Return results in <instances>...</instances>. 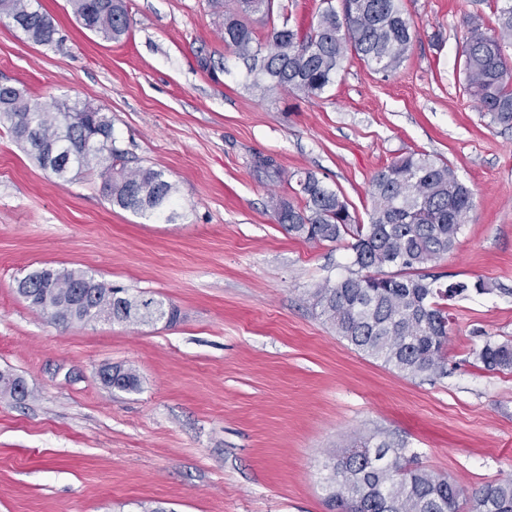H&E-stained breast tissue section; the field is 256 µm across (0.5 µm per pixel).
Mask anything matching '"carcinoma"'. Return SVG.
Masks as SVG:
<instances>
[{
	"label": "carcinoma",
	"mask_w": 512,
	"mask_h": 512,
	"mask_svg": "<svg viewBox=\"0 0 512 512\" xmlns=\"http://www.w3.org/2000/svg\"><path fill=\"white\" fill-rule=\"evenodd\" d=\"M84 28L118 41L127 32L125 0H71ZM224 7V44L246 65L249 88L260 97L284 90L307 97L333 84L352 53L388 78L407 57L415 26L403 0H332L307 31L271 24L273 0H212ZM0 14L20 19L17 28L40 45L56 41L57 28L27 0H0ZM271 25L265 42L255 40L253 22ZM489 35L479 15L468 18L463 50L464 91L490 117L512 129V0L496 16ZM0 127L56 179L68 183L98 173L110 204L161 216L179 188L152 167L129 168L115 146L112 120L98 108L75 103L51 111L31 102L23 88L0 87ZM296 196L274 204V217L288 232L309 242L350 237V275L325 280L313 292L314 308L336 334L358 351L405 376L448 372V300L489 291L476 280L463 288L440 283L425 265L446 256L474 207L473 193L445 162L424 153L396 157L373 178L370 221L361 224L347 202L313 172L297 175ZM32 308L61 326L112 320L177 323L179 309L145 292L114 288L81 270L41 267L17 283ZM475 360L488 371L512 372V341H485ZM116 388L136 392L140 380L130 367ZM416 453L402 443L372 436L330 456L324 477L332 512H512V480L489 482L465 494L456 481L415 465Z\"/></svg>",
	"instance_id": "cac0c4a2"
}]
</instances>
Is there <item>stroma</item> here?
<instances>
[{"label":"stroma","instance_id":"stroma-1","mask_svg":"<svg viewBox=\"0 0 512 512\" xmlns=\"http://www.w3.org/2000/svg\"><path fill=\"white\" fill-rule=\"evenodd\" d=\"M403 3L417 33L394 77L351 55L320 96L262 99L211 0H126L118 42L70 0H30L53 46L0 15V85L101 109L132 165L179 187L170 217L136 214L96 174L59 184L0 133V372L28 389L0 394V512H328V454L379 433L465 488L512 478V372L475 361L486 339L512 341V130L460 74L466 18L493 27L501 0ZM413 151L474 196L429 272L492 287L453 301L441 377L405 376L337 336L311 295L346 276V242H306L271 207L312 171L368 223L373 176ZM260 156L279 176L256 175ZM38 267L149 292L180 319L61 327L17 292ZM103 364L134 368L139 391L104 386Z\"/></svg>","mask_w":512,"mask_h":512}]
</instances>
